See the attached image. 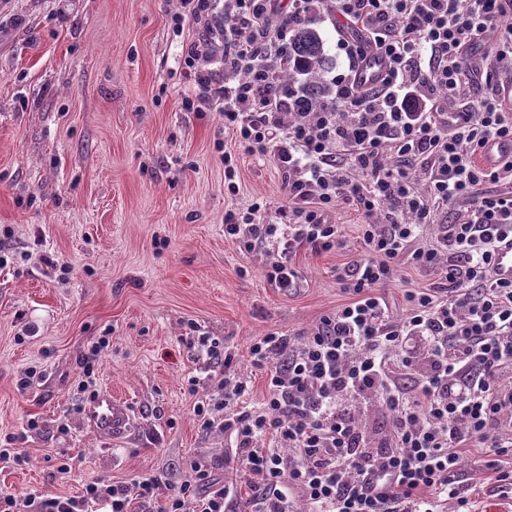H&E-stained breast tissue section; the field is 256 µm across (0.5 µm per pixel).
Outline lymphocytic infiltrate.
<instances>
[{"instance_id": "obj_1", "label": "lymphocytic infiltrate", "mask_w": 512, "mask_h": 512, "mask_svg": "<svg viewBox=\"0 0 512 512\" xmlns=\"http://www.w3.org/2000/svg\"><path fill=\"white\" fill-rule=\"evenodd\" d=\"M173 29L195 28L182 71L188 112L219 110L224 128L251 154L273 158L286 202L269 221L254 204L224 213V236L243 252L269 254L268 281L298 283L290 259L344 247L329 214L354 206L362 254L336 271L350 303L323 316L310 335L255 338L248 356L265 373L261 405L235 371L234 352L207 336L186 337L222 373L217 392L194 413L237 452L216 482L196 461L188 478L162 487L97 479L82 496L0 493V512H439L469 503L463 453L512 491V281L494 275L499 248L512 241V191L485 185L512 178V153L477 164L489 141L512 143L504 86L479 88L465 54L479 41L497 60L512 57V0H333L348 62L331 80L333 98L314 111H288L276 80L288 61L292 23L312 0H179ZM380 82L356 79L367 60ZM457 208L456 219L438 214ZM429 272L434 282L403 294L394 317L383 290L397 271ZM274 440L259 447L262 438ZM251 485L239 494V479Z\"/></svg>"}]
</instances>
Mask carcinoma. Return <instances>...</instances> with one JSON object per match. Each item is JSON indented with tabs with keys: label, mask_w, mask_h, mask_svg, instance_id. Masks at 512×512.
I'll use <instances>...</instances> for the list:
<instances>
[{
	"label": "carcinoma",
	"mask_w": 512,
	"mask_h": 512,
	"mask_svg": "<svg viewBox=\"0 0 512 512\" xmlns=\"http://www.w3.org/2000/svg\"><path fill=\"white\" fill-rule=\"evenodd\" d=\"M325 63L324 39L308 23L296 25L288 42V69L279 72L278 82L296 85L288 102L290 112H308L333 95L323 78Z\"/></svg>",
	"instance_id": "1"
}]
</instances>
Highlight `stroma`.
<instances>
[{"mask_svg": "<svg viewBox=\"0 0 512 512\" xmlns=\"http://www.w3.org/2000/svg\"><path fill=\"white\" fill-rule=\"evenodd\" d=\"M178 6L0 0V447L23 453L0 462V492L69 498L98 478L144 475L174 484L194 460L223 478L234 449L195 416L214 382L184 342L188 322L235 352L258 400L265 375L249 343L311 331L352 299L336 281L362 252L361 217L346 203L334 213L345 249L298 251L287 293L268 282L262 252L225 239V211L257 202L275 214L283 174L225 133L220 113L183 110ZM227 152L238 159L233 195ZM104 335L97 388L133 411L115 439L85 421L79 389Z\"/></svg>", "mask_w": 512, "mask_h": 512, "instance_id": "1", "label": "stroma"}]
</instances>
